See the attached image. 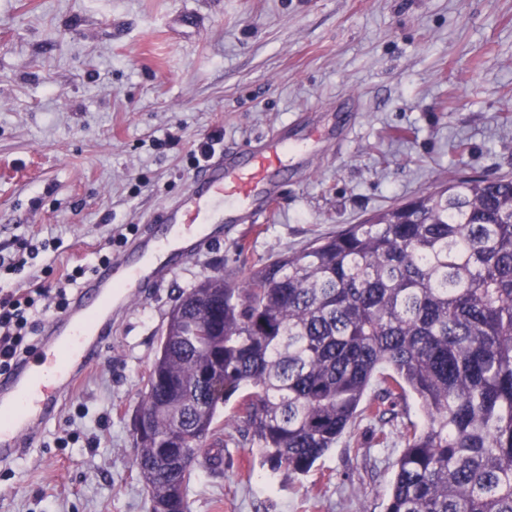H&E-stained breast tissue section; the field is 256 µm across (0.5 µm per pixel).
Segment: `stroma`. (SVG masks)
<instances>
[{
    "label": "stroma",
    "instance_id": "35a3bbf8",
    "mask_svg": "<svg viewBox=\"0 0 512 512\" xmlns=\"http://www.w3.org/2000/svg\"><path fill=\"white\" fill-rule=\"evenodd\" d=\"M349 122L289 170L266 223L179 262L112 324L26 458L0 464V512H152L133 418L167 315L207 274L279 253L466 174H512V0H0V254L58 238L94 262L188 187L214 133L248 146L301 115ZM221 461L196 459L190 512H383L399 456L353 424L312 470L272 473L235 403Z\"/></svg>",
    "mask_w": 512,
    "mask_h": 512
}]
</instances>
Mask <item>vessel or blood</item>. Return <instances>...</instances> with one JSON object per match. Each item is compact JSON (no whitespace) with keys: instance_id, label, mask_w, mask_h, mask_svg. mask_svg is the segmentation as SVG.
I'll use <instances>...</instances> for the list:
<instances>
[{"instance_id":"b4317fda","label":"vessel or blood","mask_w":512,"mask_h":512,"mask_svg":"<svg viewBox=\"0 0 512 512\" xmlns=\"http://www.w3.org/2000/svg\"><path fill=\"white\" fill-rule=\"evenodd\" d=\"M286 139L211 157L186 192L166 202L110 265L98 269L63 314L48 319L35 354L0 375V463L25 455L77 380L101 355L112 316L160 287L173 259H189L228 224H261L284 186Z\"/></svg>"}]
</instances>
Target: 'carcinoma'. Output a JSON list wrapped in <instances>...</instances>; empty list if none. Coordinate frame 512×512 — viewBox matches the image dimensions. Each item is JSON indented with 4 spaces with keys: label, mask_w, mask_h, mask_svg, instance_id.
<instances>
[{
    "label": "carcinoma",
    "mask_w": 512,
    "mask_h": 512,
    "mask_svg": "<svg viewBox=\"0 0 512 512\" xmlns=\"http://www.w3.org/2000/svg\"><path fill=\"white\" fill-rule=\"evenodd\" d=\"M409 393L422 424L400 431L384 512H512L509 175L456 177L241 282L203 276L168 313L133 464L150 499L189 512L190 463L209 438L224 447L232 397L291 480L359 418L387 444Z\"/></svg>",
    "instance_id": "cac0c4a2"
}]
</instances>
